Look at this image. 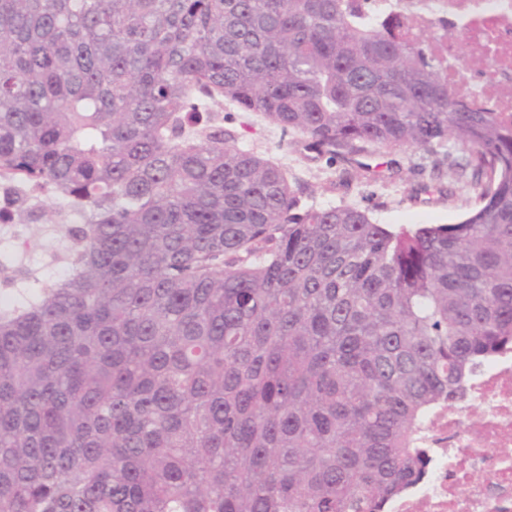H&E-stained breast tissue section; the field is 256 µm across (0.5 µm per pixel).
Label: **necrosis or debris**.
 Masks as SVG:
<instances>
[{"label":"necrosis or debris","instance_id":"obj_1","mask_svg":"<svg viewBox=\"0 0 512 512\" xmlns=\"http://www.w3.org/2000/svg\"><path fill=\"white\" fill-rule=\"evenodd\" d=\"M405 16L414 34L447 24L459 39H433L451 92L466 104L512 114V0H368L367 16ZM476 57L493 79L466 80ZM432 462L424 479L394 498L388 512H512V352L479 368L465 394L427 422Z\"/></svg>","mask_w":512,"mask_h":512}]
</instances>
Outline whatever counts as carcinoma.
I'll return each mask as SVG.
<instances>
[{
    "mask_svg": "<svg viewBox=\"0 0 512 512\" xmlns=\"http://www.w3.org/2000/svg\"><path fill=\"white\" fill-rule=\"evenodd\" d=\"M330 166L411 148L453 224L306 207L211 112ZM71 271L0 299V512H386L512 351V118L361 0H0V176Z\"/></svg>",
    "mask_w": 512,
    "mask_h": 512,
    "instance_id": "obj_1",
    "label": "carcinoma"
}]
</instances>
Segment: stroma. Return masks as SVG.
<instances>
[{
	"label": "stroma",
	"mask_w": 512,
	"mask_h": 512,
	"mask_svg": "<svg viewBox=\"0 0 512 512\" xmlns=\"http://www.w3.org/2000/svg\"><path fill=\"white\" fill-rule=\"evenodd\" d=\"M224 127L236 136L237 145L275 159L288 180L303 185L306 204L316 207L354 204L367 207L376 223L393 228L414 224H449L465 215L459 201L422 191L429 181L430 159L411 149H397L369 157L370 165L395 168L393 179L366 182L357 165L336 164L307 157L275 125L254 112H240L232 105L218 110ZM19 234L0 229V297L11 298L15 289L39 287L60 280L69 268V227L78 217L64 204L38 196L27 208L17 210Z\"/></svg>",
	"instance_id": "stroma-1"
}]
</instances>
